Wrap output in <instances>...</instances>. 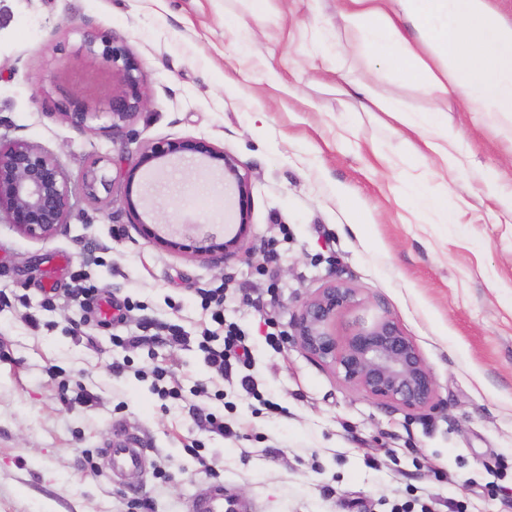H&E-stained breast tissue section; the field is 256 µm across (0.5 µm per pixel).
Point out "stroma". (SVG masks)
<instances>
[{"instance_id":"1","label":"stroma","mask_w":512,"mask_h":512,"mask_svg":"<svg viewBox=\"0 0 512 512\" xmlns=\"http://www.w3.org/2000/svg\"><path fill=\"white\" fill-rule=\"evenodd\" d=\"M90 31L129 51L149 97L118 132L116 82L85 51ZM269 65L284 87L268 84ZM371 69L336 0L258 12L250 0H0V139L51 152L74 203L47 240L0 218V512H190L217 483L248 512H512V217L485 183L492 170L512 183V141L449 105L443 126L470 163L444 170L402 146L396 121L337 91V75ZM372 87L417 121L434 104L415 81ZM73 99L84 127L62 111ZM184 138L239 161L253 260L170 252L133 224L128 196L182 233L234 221V187L204 163L127 180L145 146ZM94 156L95 200L78 179ZM440 181L460 198L451 223L407 194ZM79 273L95 300L84 309L68 298ZM331 280L413 338L441 409L411 417L369 398L292 340L293 313ZM208 291L224 295L223 324L201 303ZM227 322L250 360L223 378L199 344L206 329L223 344ZM167 325L188 343L165 341ZM209 413L227 434L204 429ZM127 437L142 465L109 477L101 452Z\"/></svg>"}]
</instances>
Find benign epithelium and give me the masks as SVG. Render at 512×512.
<instances>
[{"label": "benign epithelium", "mask_w": 512, "mask_h": 512, "mask_svg": "<svg viewBox=\"0 0 512 512\" xmlns=\"http://www.w3.org/2000/svg\"><path fill=\"white\" fill-rule=\"evenodd\" d=\"M85 49L98 57L116 79L110 114L112 130L118 131L147 104L140 67L124 47L115 45L108 33L87 35ZM175 157L201 160L224 173V180L237 190V222L228 225L222 236L206 230L187 240L173 230L169 221L151 211L139 212L129 193L126 207L143 237L174 252L252 259L245 249L251 228L250 185L240 172L238 160L224 149L197 138L155 142L142 150L128 170L127 183L133 184L141 167L163 171ZM101 162L100 157L91 158L81 174L85 192L92 199L97 197ZM71 208L69 178L54 156L23 138L7 144L0 142V212L6 213L9 223L31 238L48 239L67 223ZM360 305L353 289L331 280L295 315L292 339L313 359L333 368L344 382L367 396L417 414L440 408L436 378L412 337L388 316L371 321L362 317L345 320Z\"/></svg>", "instance_id": "benign-epithelium-1"}]
</instances>
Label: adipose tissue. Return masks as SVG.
<instances>
[{
	"label": "adipose tissue",
	"mask_w": 512,
	"mask_h": 512,
	"mask_svg": "<svg viewBox=\"0 0 512 512\" xmlns=\"http://www.w3.org/2000/svg\"><path fill=\"white\" fill-rule=\"evenodd\" d=\"M336 13L352 39L369 50L384 72L417 81L435 95L426 124L379 99L370 82H348L345 95L367 111L384 112L420 141L450 171L463 168L459 141L438 129L444 103L491 117L512 139V24L490 0H337Z\"/></svg>",
	"instance_id": "ef3b65f1"
}]
</instances>
